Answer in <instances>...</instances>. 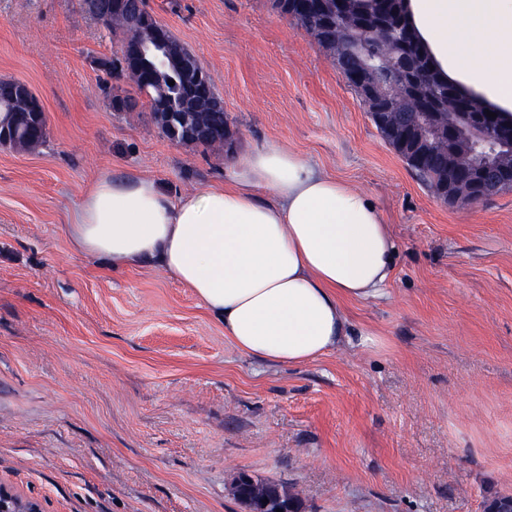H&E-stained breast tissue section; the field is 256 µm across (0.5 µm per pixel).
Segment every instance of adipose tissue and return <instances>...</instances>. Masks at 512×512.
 Here are the masks:
<instances>
[{"instance_id": "1", "label": "adipose tissue", "mask_w": 512, "mask_h": 512, "mask_svg": "<svg viewBox=\"0 0 512 512\" xmlns=\"http://www.w3.org/2000/svg\"><path fill=\"white\" fill-rule=\"evenodd\" d=\"M435 70L512 114V0H407ZM75 252L152 264L191 288L241 352L298 365L344 341L347 302L380 296L395 244L377 205L272 142L220 184L176 195L137 175L95 180L74 204Z\"/></svg>"}]
</instances>
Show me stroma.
I'll list each match as a JSON object with an SVG mask.
<instances>
[{
	"instance_id": "1",
	"label": "stroma",
	"mask_w": 512,
	"mask_h": 512,
	"mask_svg": "<svg viewBox=\"0 0 512 512\" xmlns=\"http://www.w3.org/2000/svg\"><path fill=\"white\" fill-rule=\"evenodd\" d=\"M148 5L211 76L224 145L169 140L144 96L113 111L128 82L98 62L121 39L81 0H0V79L32 89L49 131L36 152L0 145V491L37 512H247L242 473L297 492L299 512L512 495V189L438 199L270 0ZM269 142L367 194L396 248L341 346L299 366L240 352L189 288L88 259L66 230L101 176L189 192Z\"/></svg>"
}]
</instances>
